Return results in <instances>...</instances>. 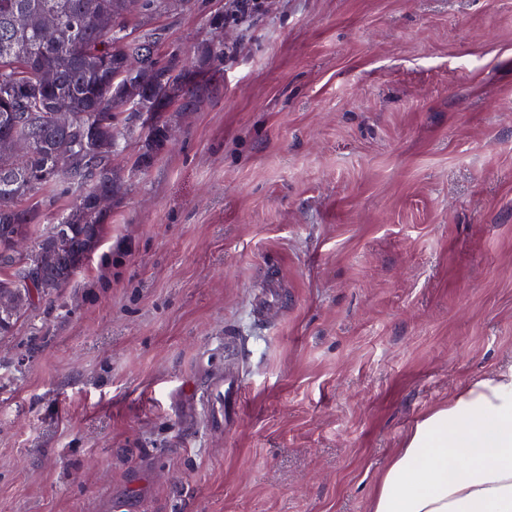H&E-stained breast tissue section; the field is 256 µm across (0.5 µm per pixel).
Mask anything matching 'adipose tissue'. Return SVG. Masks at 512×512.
<instances>
[{"instance_id": "adipose-tissue-1", "label": "adipose tissue", "mask_w": 512, "mask_h": 512, "mask_svg": "<svg viewBox=\"0 0 512 512\" xmlns=\"http://www.w3.org/2000/svg\"><path fill=\"white\" fill-rule=\"evenodd\" d=\"M371 512H512V368L420 419L381 474Z\"/></svg>"}]
</instances>
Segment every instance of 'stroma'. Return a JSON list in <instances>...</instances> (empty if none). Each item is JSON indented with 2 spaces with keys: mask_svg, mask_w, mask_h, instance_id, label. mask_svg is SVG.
Segmentation results:
<instances>
[{
  "mask_svg": "<svg viewBox=\"0 0 512 512\" xmlns=\"http://www.w3.org/2000/svg\"><path fill=\"white\" fill-rule=\"evenodd\" d=\"M224 2L128 24L190 56ZM267 2L0 336V512H370L415 423L512 366V0Z\"/></svg>",
  "mask_w": 512,
  "mask_h": 512,
  "instance_id": "35a3bbf8",
  "label": "stroma"
}]
</instances>
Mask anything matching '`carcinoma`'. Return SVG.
<instances>
[{
  "mask_svg": "<svg viewBox=\"0 0 512 512\" xmlns=\"http://www.w3.org/2000/svg\"><path fill=\"white\" fill-rule=\"evenodd\" d=\"M177 0H0V85L11 83L16 96L0 105V136L10 134L28 141L26 153L16 159L0 156V294L8 292L16 305L0 324V335L12 332L17 320L36 302L50 297L70 282L90 257L86 239L101 242L107 214L95 198L119 181L112 160L123 154L132 131L133 113L140 122L141 151L133 165L150 167L168 144L172 112L193 110L211 84L213 72L224 63V24L241 25L251 18L244 7L210 20L214 38L197 48L194 57L173 48L158 51L159 37L151 30L135 31L126 15L144 16L176 10ZM112 4L110 10L104 4ZM56 17L59 38L54 45L40 39L22 19L38 13ZM55 72L47 88L41 74ZM51 98L69 104L74 120L67 128L44 119L42 101ZM92 128L101 155L91 154L83 138ZM67 138L73 153L61 161L54 145ZM71 198L60 217L50 213L54 195ZM46 227L37 236L43 242L54 235L67 239L56 264L43 272V282L26 281V259L12 252L14 234L31 236L37 224Z\"/></svg>",
  "mask_w": 512,
  "mask_h": 512,
  "instance_id": "obj_1",
  "label": "carcinoma"
}]
</instances>
